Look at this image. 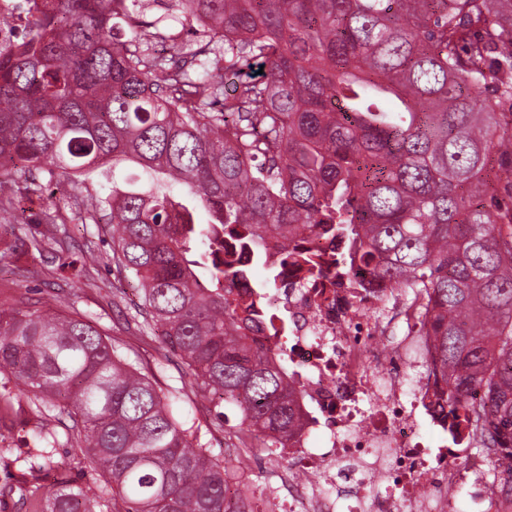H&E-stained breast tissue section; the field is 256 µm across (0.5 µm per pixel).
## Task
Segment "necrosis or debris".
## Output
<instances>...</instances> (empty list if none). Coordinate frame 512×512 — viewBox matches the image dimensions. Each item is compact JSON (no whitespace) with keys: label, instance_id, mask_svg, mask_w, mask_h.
<instances>
[{"label":"necrosis or debris","instance_id":"4bbe7bcc","mask_svg":"<svg viewBox=\"0 0 512 512\" xmlns=\"http://www.w3.org/2000/svg\"><path fill=\"white\" fill-rule=\"evenodd\" d=\"M364 294V304L351 308L345 288L319 295L288 266L281 269L278 288L266 294L269 308L288 314V359L311 418L288 450L311 490L272 496L270 512H308L311 495L317 498L315 512H335L326 490L339 479L376 488L372 497L352 499L346 512H392L398 499L409 512H452L453 492L464 484L471 488L468 512H512V496L486 479L489 460L507 469L512 454L502 448L471 452L469 429L452 426L437 404L441 378L414 389L407 373H384L391 360L409 366L429 356L431 343L408 322L393 332L373 316V308L389 302L390 288L372 284ZM424 416L448 434L452 448L425 446L417 433ZM454 453L466 455L465 471L449 466Z\"/></svg>","mask_w":512,"mask_h":512}]
</instances>
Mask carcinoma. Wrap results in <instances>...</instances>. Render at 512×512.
Segmentation results:
<instances>
[{
  "instance_id": "cac0c4a2",
  "label": "carcinoma",
  "mask_w": 512,
  "mask_h": 512,
  "mask_svg": "<svg viewBox=\"0 0 512 512\" xmlns=\"http://www.w3.org/2000/svg\"><path fill=\"white\" fill-rule=\"evenodd\" d=\"M0 47V239L27 231L19 179L67 180L60 201L106 211L112 254L142 287L144 327L235 407L241 434L286 448L304 421L280 328L241 285L275 255L315 281L318 236L356 288H401L429 318L440 408L493 448L512 438V0H169L195 25L159 53L133 24L143 0H27ZM233 96L224 94V80ZM126 168L112 199L70 176ZM203 211L206 223L194 214ZM37 251L57 239L44 213ZM246 261L220 258L224 246ZM37 412L30 470L71 422L90 467L21 493L29 512H248L228 497L244 460L193 443L164 395L80 314L0 308V405L11 381ZM481 389L478 403L471 391Z\"/></svg>"
}]
</instances>
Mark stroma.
Wrapping results in <instances>:
<instances>
[{
	"instance_id": "stroma-1",
	"label": "stroma",
	"mask_w": 512,
	"mask_h": 512,
	"mask_svg": "<svg viewBox=\"0 0 512 512\" xmlns=\"http://www.w3.org/2000/svg\"><path fill=\"white\" fill-rule=\"evenodd\" d=\"M70 237L62 250L37 253L22 242H15L18 255L11 270L0 273V306L24 307L40 303L53 314L77 311L89 317L108 343L118 347L158 388L181 398L177 414L193 426L205 447L231 452L237 448L240 415L232 406L223 411L201 404L192 385L191 371L178 351L159 337L138 330L141 323L142 294L137 278L112 257V240L104 224L70 226ZM77 293L76 305H68L69 293ZM59 445L55 453L58 468L29 471L17 464L32 444L27 429L15 428L5 441L8 453L0 460V487L41 485L52 487L58 479L81 482L89 493L99 494L104 476L86 465L77 446L76 431L57 429ZM290 465L269 461L255 453L248 462L242 480L253 512H265L269 485L285 486L292 480Z\"/></svg>"
}]
</instances>
